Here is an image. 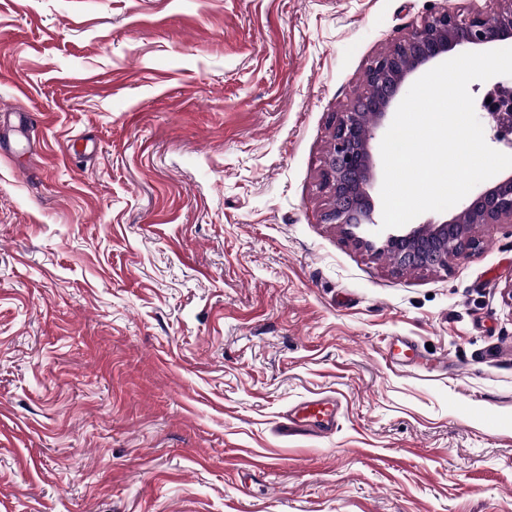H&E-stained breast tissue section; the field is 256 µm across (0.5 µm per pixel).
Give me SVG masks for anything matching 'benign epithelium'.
<instances>
[{
    "label": "benign epithelium",
    "mask_w": 512,
    "mask_h": 512,
    "mask_svg": "<svg viewBox=\"0 0 512 512\" xmlns=\"http://www.w3.org/2000/svg\"><path fill=\"white\" fill-rule=\"evenodd\" d=\"M498 2L493 12L432 9L408 36L371 59L365 91L333 117V144L321 184L331 200L324 220L344 228L357 245L388 255L398 271H446L452 261L480 248L476 227L512 224L511 173L457 204L442 222L391 230L378 248L355 233L375 223L376 139L402 101L405 87L459 52L512 47V0Z\"/></svg>",
    "instance_id": "benign-epithelium-1"
}]
</instances>
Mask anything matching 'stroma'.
I'll use <instances>...</instances> for the list:
<instances>
[{
  "mask_svg": "<svg viewBox=\"0 0 512 512\" xmlns=\"http://www.w3.org/2000/svg\"><path fill=\"white\" fill-rule=\"evenodd\" d=\"M434 5L0 0V512H512V224L398 272L319 190ZM342 403L333 394L317 395L295 404L281 428V435L324 437L336 427Z\"/></svg>",
  "mask_w": 512,
  "mask_h": 512,
  "instance_id": "1",
  "label": "stroma"
}]
</instances>
